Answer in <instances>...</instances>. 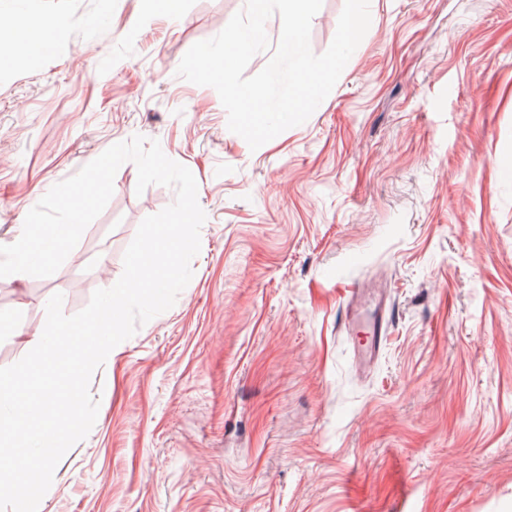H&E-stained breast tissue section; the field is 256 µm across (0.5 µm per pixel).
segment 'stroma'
<instances>
[{
	"mask_svg": "<svg viewBox=\"0 0 512 512\" xmlns=\"http://www.w3.org/2000/svg\"><path fill=\"white\" fill-rule=\"evenodd\" d=\"M244 6L0 0L37 35L66 25L36 67L0 53V245L136 134L206 214L189 284L94 374L42 512H512V0H370L328 97L255 151L177 75ZM136 183L123 164L55 274L0 278V367L54 293L72 315L117 282L175 199ZM368 316L371 360L349 326Z\"/></svg>",
	"mask_w": 512,
	"mask_h": 512,
	"instance_id": "obj_1",
	"label": "stroma"
}]
</instances>
